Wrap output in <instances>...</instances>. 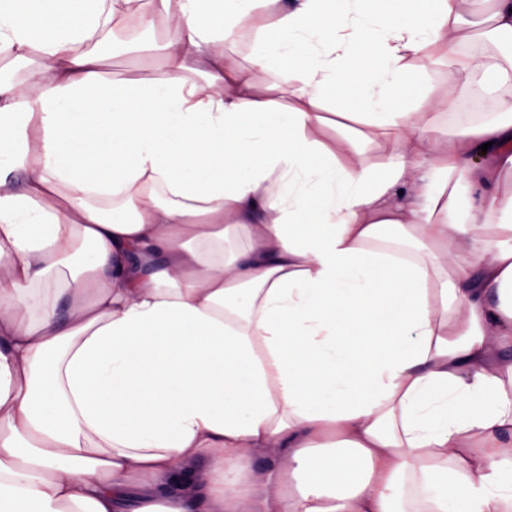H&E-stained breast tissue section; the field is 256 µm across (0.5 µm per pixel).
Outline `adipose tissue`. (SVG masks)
Segmentation results:
<instances>
[{
	"label": "adipose tissue",
	"instance_id": "obj_1",
	"mask_svg": "<svg viewBox=\"0 0 512 512\" xmlns=\"http://www.w3.org/2000/svg\"><path fill=\"white\" fill-rule=\"evenodd\" d=\"M475 2L0 0V512H512Z\"/></svg>",
	"mask_w": 512,
	"mask_h": 512
}]
</instances>
